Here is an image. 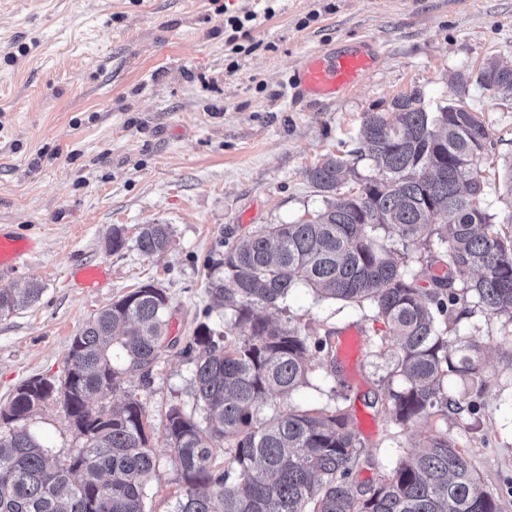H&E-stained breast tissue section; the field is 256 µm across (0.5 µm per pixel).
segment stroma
I'll list each match as a JSON object with an SVG mask.
<instances>
[{
    "label": "stroma",
    "instance_id": "1",
    "mask_svg": "<svg viewBox=\"0 0 512 512\" xmlns=\"http://www.w3.org/2000/svg\"><path fill=\"white\" fill-rule=\"evenodd\" d=\"M271 19L224 42L225 15L261 11L262 0H0V225L38 240L37 251L0 288L40 283L39 299L0 315V405L23 381L63 377L72 338L112 301L144 283L170 303L171 344L154 366L123 376L160 420L175 403L192 408V364L185 352L204 319L220 321L207 274L232 245L264 224L295 223L323 197L305 171L325 155L354 157L365 113L420 92L426 107L451 102L448 77L476 75L491 58L512 61V0H276ZM367 41L377 53L360 85L330 103L302 105L292 77L313 52ZM465 96L482 115L496 168L512 162V104L477 82ZM168 224L170 248L146 256L135 247L141 225ZM120 228L126 244L107 240ZM104 264L101 288H76L84 265ZM272 318L308 333L356 327L384 335L372 308L291 291ZM460 332L484 348L492 384L479 413L449 416L444 428L467 447L482 483L512 512V369L501 360V319H462ZM391 369L387 354L363 350L339 377L314 376L295 405H334L348 396L374 481L414 451L427 429L395 427L369 408ZM42 443L71 454L81 439L59 407L26 424ZM159 467L147 512H171L176 472L163 435L151 438Z\"/></svg>",
    "mask_w": 512,
    "mask_h": 512
}]
</instances>
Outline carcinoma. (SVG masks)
<instances>
[{
	"mask_svg": "<svg viewBox=\"0 0 512 512\" xmlns=\"http://www.w3.org/2000/svg\"><path fill=\"white\" fill-rule=\"evenodd\" d=\"M489 73L504 77L497 93L512 100V66L489 64L480 83ZM461 103L429 112L413 92L394 99L388 114L365 113L359 153L373 175L345 191L354 168L327 157L305 171L324 196L313 219L264 225L212 265L208 292L228 321L196 327L186 346L193 408L172 404L160 421L178 476L172 512H501L462 443L437 426L450 414L477 413L490 387L483 349L460 336L461 319L481 313L512 324V213L499 221L481 205L477 166L489 134L477 113L458 111ZM171 241L170 225L145 224L135 246L155 256ZM438 263L444 273L422 278ZM301 286L374 309L386 333L369 343L390 355L388 378L403 385H381L373 404L404 430L433 421L419 451L374 484L353 482L370 459L346 394L334 407L290 404L316 369L339 372L336 331L311 336L269 315ZM42 292L38 283L0 288V314ZM167 311L162 289L130 291L74 336L63 378L25 380L0 406V512H146L154 426L122 374L137 370L150 384ZM450 375L469 382L467 398L448 395ZM118 392L121 401H110ZM268 399L284 407L258 416ZM51 404L83 439L70 457L25 427Z\"/></svg>",
	"mask_w": 512,
	"mask_h": 512,
	"instance_id": "cac0c4a2",
	"label": "carcinoma"
}]
</instances>
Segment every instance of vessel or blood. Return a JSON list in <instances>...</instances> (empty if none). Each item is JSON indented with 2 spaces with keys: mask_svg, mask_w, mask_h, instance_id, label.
Wrapping results in <instances>:
<instances>
[{
  "mask_svg": "<svg viewBox=\"0 0 512 512\" xmlns=\"http://www.w3.org/2000/svg\"><path fill=\"white\" fill-rule=\"evenodd\" d=\"M375 63L369 47L335 48L311 56L293 77L292 95L308 102L332 101L353 90ZM34 247L31 239L0 231V273L17 268Z\"/></svg>",
  "mask_w": 512,
  "mask_h": 512,
  "instance_id": "b4317fda",
  "label": "vessel or blood"
}]
</instances>
